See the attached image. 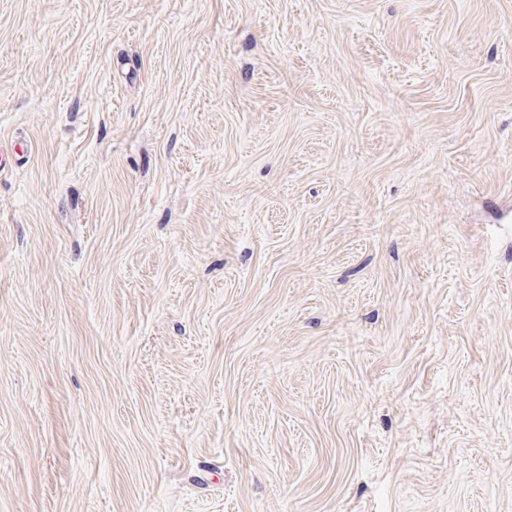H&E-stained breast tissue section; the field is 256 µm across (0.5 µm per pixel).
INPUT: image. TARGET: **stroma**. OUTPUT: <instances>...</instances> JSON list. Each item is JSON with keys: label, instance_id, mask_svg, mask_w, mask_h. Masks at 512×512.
Here are the masks:
<instances>
[{"label": "stroma", "instance_id": "35a3bbf8", "mask_svg": "<svg viewBox=\"0 0 512 512\" xmlns=\"http://www.w3.org/2000/svg\"><path fill=\"white\" fill-rule=\"evenodd\" d=\"M0 512H512V0H0Z\"/></svg>", "mask_w": 512, "mask_h": 512}]
</instances>
